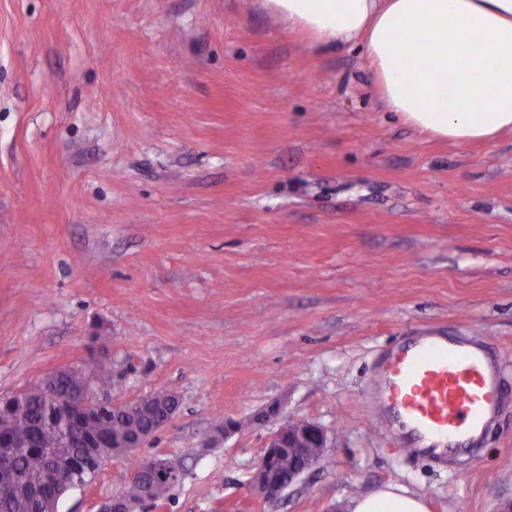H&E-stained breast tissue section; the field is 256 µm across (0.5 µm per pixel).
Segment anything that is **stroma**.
Segmentation results:
<instances>
[{
	"instance_id": "1",
	"label": "stroma",
	"mask_w": 512,
	"mask_h": 512,
	"mask_svg": "<svg viewBox=\"0 0 512 512\" xmlns=\"http://www.w3.org/2000/svg\"><path fill=\"white\" fill-rule=\"evenodd\" d=\"M427 329L503 373L477 456L407 452L366 407L378 357ZM102 355L113 399L181 400L137 451L184 471L147 512H343L390 483L512 512V132L416 133L362 49H312L260 0H0V396ZM289 419L333 446L266 501L250 475Z\"/></svg>"
}]
</instances>
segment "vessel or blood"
I'll use <instances>...</instances> for the list:
<instances>
[{
    "label": "vessel or blood",
    "instance_id": "obj_1",
    "mask_svg": "<svg viewBox=\"0 0 512 512\" xmlns=\"http://www.w3.org/2000/svg\"><path fill=\"white\" fill-rule=\"evenodd\" d=\"M369 391V406L387 415L402 447L430 455L469 449L503 401L484 351L433 334L384 352Z\"/></svg>",
    "mask_w": 512,
    "mask_h": 512
}]
</instances>
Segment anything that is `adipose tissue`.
I'll use <instances>...</instances> for the list:
<instances>
[{
    "instance_id": "obj_1",
    "label": "adipose tissue",
    "mask_w": 512,
    "mask_h": 512,
    "mask_svg": "<svg viewBox=\"0 0 512 512\" xmlns=\"http://www.w3.org/2000/svg\"><path fill=\"white\" fill-rule=\"evenodd\" d=\"M313 47L362 45L385 111L452 144L512 129V0H262ZM348 512H428L399 486Z\"/></svg>"
}]
</instances>
